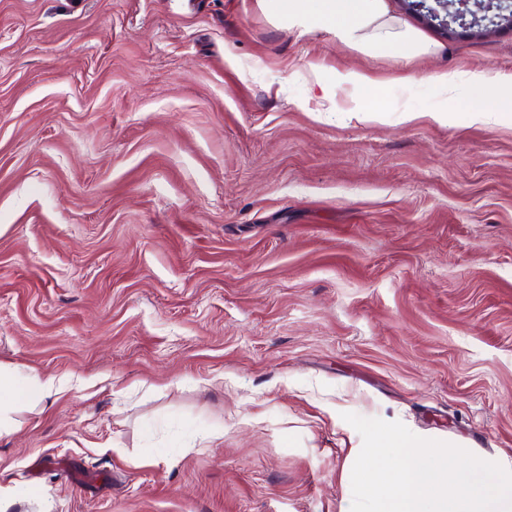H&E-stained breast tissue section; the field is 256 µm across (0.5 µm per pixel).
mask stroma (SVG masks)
Masks as SVG:
<instances>
[{"instance_id": "35a3bbf8", "label": "stroma", "mask_w": 512, "mask_h": 512, "mask_svg": "<svg viewBox=\"0 0 512 512\" xmlns=\"http://www.w3.org/2000/svg\"><path fill=\"white\" fill-rule=\"evenodd\" d=\"M386 6L435 52L0 0V365L71 380L0 436L8 512H351L347 412L512 470V123L431 116L512 28ZM333 83L336 84V87L347 86L353 89H363L367 96L376 97L379 90L367 74L358 70L336 72Z\"/></svg>"}]
</instances>
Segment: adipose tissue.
Segmentation results:
<instances>
[{"label":"adipose tissue","mask_w":512,"mask_h":512,"mask_svg":"<svg viewBox=\"0 0 512 512\" xmlns=\"http://www.w3.org/2000/svg\"><path fill=\"white\" fill-rule=\"evenodd\" d=\"M279 18L307 30H326L338 42L365 52L399 58L425 56L434 47L414 30L397 29L385 21L384 0H263ZM432 81L444 95H453L473 124L512 120V73L475 69L463 78L445 73ZM62 385L36 374L0 369V407L22 401L40 403L60 393Z\"/></svg>","instance_id":"1"}]
</instances>
